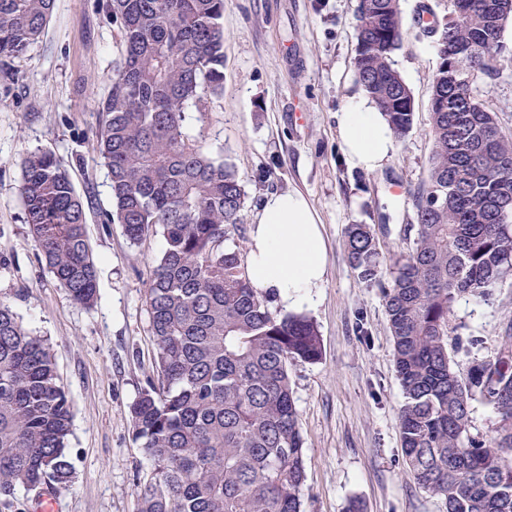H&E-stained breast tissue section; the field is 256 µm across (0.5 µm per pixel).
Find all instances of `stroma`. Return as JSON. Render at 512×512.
Here are the masks:
<instances>
[{
	"label": "stroma",
	"mask_w": 512,
	"mask_h": 512,
	"mask_svg": "<svg viewBox=\"0 0 512 512\" xmlns=\"http://www.w3.org/2000/svg\"><path fill=\"white\" fill-rule=\"evenodd\" d=\"M400 0L407 36L393 55L410 88L415 120L377 171L353 167L338 136L337 114L364 91L355 57L358 0H224V93L206 113L188 112L186 129L213 157L234 164L252 224L265 194L303 192L323 226L328 274L309 316L322 340L316 362L289 368L305 439L304 512H446L421 489L402 454L403 402L385 310L344 251L348 225L380 230L386 254L412 246V194L427 175L432 78L437 54L418 24L419 3ZM117 30L95 0H56L39 41L25 57L0 61V301L53 347L73 413V479L55 496V512H135L134 475L151 462L132 435L129 406L155 377L145 293L163 248L156 236L134 246L109 208L108 171L92 148L118 55ZM496 72L476 92L512 135V22ZM61 157L87 203L88 240L98 267V300L70 299L41 262L24 222L20 161L30 151ZM512 310V281L494 300H459V336L494 347Z\"/></svg>",
	"instance_id": "stroma-1"
}]
</instances>
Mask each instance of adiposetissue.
I'll return each mask as SVG.
<instances>
[{
    "label": "adipose tissue",
    "instance_id": "ef3b65f1",
    "mask_svg": "<svg viewBox=\"0 0 512 512\" xmlns=\"http://www.w3.org/2000/svg\"><path fill=\"white\" fill-rule=\"evenodd\" d=\"M338 131L353 166L374 171L394 149L393 133L370 99L350 102L338 115ZM250 284L281 310L316 308L328 273L322 225L298 190L264 196L255 214L246 254Z\"/></svg>",
    "mask_w": 512,
    "mask_h": 512
}]
</instances>
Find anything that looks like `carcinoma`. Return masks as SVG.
<instances>
[{
    "mask_svg": "<svg viewBox=\"0 0 512 512\" xmlns=\"http://www.w3.org/2000/svg\"><path fill=\"white\" fill-rule=\"evenodd\" d=\"M428 27L433 74L428 174L414 193L413 246L389 270L374 229L350 224V267L380 294L404 403L399 427L416 482L447 512H512V314L496 348L462 373L448 352L454 304L484 301L512 279V136L474 92L503 47L512 0H450ZM119 33L110 86L98 101L95 150L133 245L162 235L146 282L158 379L130 405L132 434L151 462L136 473L137 512H301L304 438L289 366L316 361L312 321L277 315L245 265L246 195L235 166L186 132L224 91V0H96ZM55 0H0V60L26 55ZM358 81L394 135L413 126L412 93L391 65L405 41L399 0H359ZM465 47L469 55L454 57ZM26 223L47 268L70 298L98 299L87 212L62 161L21 162ZM494 414L472 433L470 406ZM72 414L53 348L0 302V507L18 485L57 493L71 479Z\"/></svg>",
    "mask_w": 512,
    "mask_h": 512,
    "instance_id": "cac0c4a2",
    "label": "carcinoma"
}]
</instances>
